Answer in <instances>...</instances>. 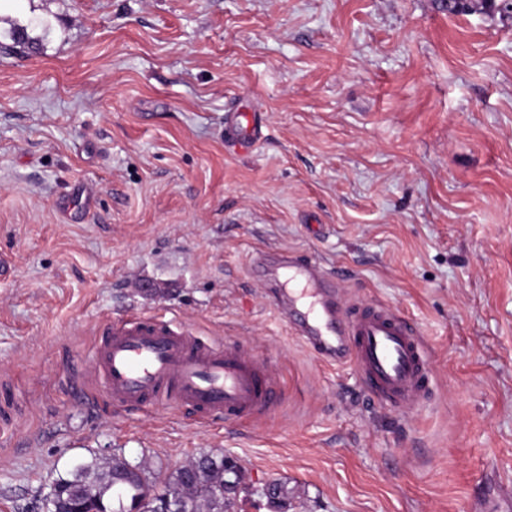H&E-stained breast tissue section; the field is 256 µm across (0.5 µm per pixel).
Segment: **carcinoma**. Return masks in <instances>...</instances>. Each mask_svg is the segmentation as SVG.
I'll use <instances>...</instances> for the list:
<instances>
[{
    "label": "carcinoma",
    "instance_id": "obj_1",
    "mask_svg": "<svg viewBox=\"0 0 512 512\" xmlns=\"http://www.w3.org/2000/svg\"><path fill=\"white\" fill-rule=\"evenodd\" d=\"M496 8L498 5L488 0H452L448 13ZM26 28L40 31L32 39L34 43L51 33V24L41 17L31 18ZM225 462L222 454H202L158 480L144 462L128 464L120 454L105 460H80L52 482L42 506L46 512H54L63 501L71 512H156L160 497L166 495L179 512H229L231 503L223 494Z\"/></svg>",
    "mask_w": 512,
    "mask_h": 512
}]
</instances>
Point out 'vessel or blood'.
I'll return each mask as SVG.
<instances>
[{
  "label": "vessel or blood",
  "mask_w": 512,
  "mask_h": 512,
  "mask_svg": "<svg viewBox=\"0 0 512 512\" xmlns=\"http://www.w3.org/2000/svg\"><path fill=\"white\" fill-rule=\"evenodd\" d=\"M235 143L260 139L253 115L230 112ZM250 266L263 275L297 338L327 366L352 364L368 396L404 414L432 391L425 343L397 311L349 302L341 277L295 252L256 251ZM93 373L115 404L190 408L201 416L252 419L281 404L267 364L244 347L205 343L191 328L159 316L130 315L104 329Z\"/></svg>",
  "instance_id": "vessel-or-blood-1"
}]
</instances>
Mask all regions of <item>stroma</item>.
Here are the masks:
<instances>
[{"label": "stroma", "mask_w": 512, "mask_h": 512, "mask_svg": "<svg viewBox=\"0 0 512 512\" xmlns=\"http://www.w3.org/2000/svg\"><path fill=\"white\" fill-rule=\"evenodd\" d=\"M0 512L73 462H237V512H512V15L443 0H10L0 29ZM261 114L256 147L224 115ZM294 250L425 339L410 415L321 365L248 270ZM130 313L267 358L245 423L115 406L94 347Z\"/></svg>", "instance_id": "1"}]
</instances>
